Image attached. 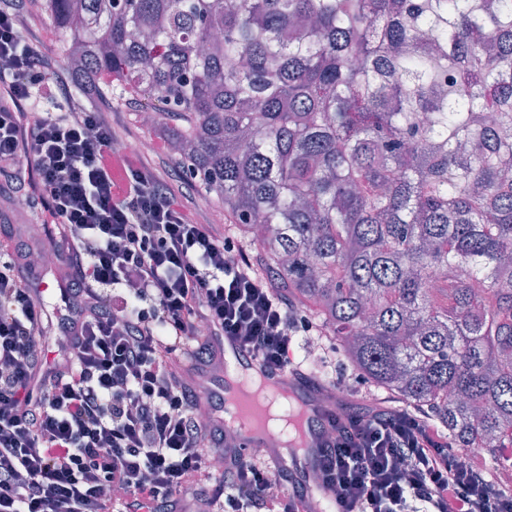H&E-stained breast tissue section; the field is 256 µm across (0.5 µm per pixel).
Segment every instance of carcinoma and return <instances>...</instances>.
<instances>
[{
    "instance_id": "obj_1",
    "label": "carcinoma",
    "mask_w": 512,
    "mask_h": 512,
    "mask_svg": "<svg viewBox=\"0 0 512 512\" xmlns=\"http://www.w3.org/2000/svg\"><path fill=\"white\" fill-rule=\"evenodd\" d=\"M44 8L79 92L178 121L170 152L345 362L457 450L512 448V0Z\"/></svg>"
}]
</instances>
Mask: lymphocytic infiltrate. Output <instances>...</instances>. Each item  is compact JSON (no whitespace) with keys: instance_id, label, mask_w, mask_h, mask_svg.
<instances>
[{"instance_id":"f902f5d3","label":"lymphocytic infiltrate","mask_w":512,"mask_h":512,"mask_svg":"<svg viewBox=\"0 0 512 512\" xmlns=\"http://www.w3.org/2000/svg\"><path fill=\"white\" fill-rule=\"evenodd\" d=\"M26 19V0H0V512H312L286 473L225 445L216 410L199 411L220 364L212 337L300 373L313 322L260 252L171 184L167 146L124 149L131 133L74 96ZM44 84L58 111H33ZM32 193L45 236L30 245L12 200ZM42 251L66 280L51 346L28 284ZM330 427L316 469L339 512H512L426 413L383 397L342 406Z\"/></svg>"}]
</instances>
